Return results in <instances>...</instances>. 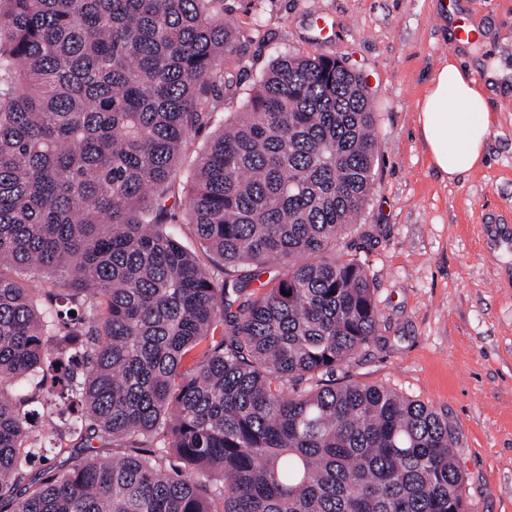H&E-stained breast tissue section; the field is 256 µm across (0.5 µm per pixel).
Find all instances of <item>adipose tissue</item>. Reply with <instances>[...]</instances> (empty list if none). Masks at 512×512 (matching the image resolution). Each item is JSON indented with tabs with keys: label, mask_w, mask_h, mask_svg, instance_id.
<instances>
[{
	"label": "adipose tissue",
	"mask_w": 512,
	"mask_h": 512,
	"mask_svg": "<svg viewBox=\"0 0 512 512\" xmlns=\"http://www.w3.org/2000/svg\"><path fill=\"white\" fill-rule=\"evenodd\" d=\"M512 94V69L495 62L460 67L445 60L418 104V134L431 166L454 181L480 168L494 126L491 95Z\"/></svg>",
	"instance_id": "1"
}]
</instances>
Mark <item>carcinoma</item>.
<instances>
[{
	"mask_svg": "<svg viewBox=\"0 0 512 512\" xmlns=\"http://www.w3.org/2000/svg\"><path fill=\"white\" fill-rule=\"evenodd\" d=\"M216 2L0 0V512H468L447 419L332 379L378 327L367 86L286 53L221 120ZM210 128L185 206L220 276L167 205ZM35 403L88 452L62 473H32ZM209 136L210 130H206L190 141L186 151L179 161V168L182 176H185L186 173L192 168L198 154H201L207 148L209 145Z\"/></svg>",
	"mask_w": 512,
	"mask_h": 512,
	"instance_id": "carcinoma-1",
	"label": "carcinoma"
}]
</instances>
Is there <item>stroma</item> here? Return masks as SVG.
<instances>
[{
	"mask_svg": "<svg viewBox=\"0 0 512 512\" xmlns=\"http://www.w3.org/2000/svg\"><path fill=\"white\" fill-rule=\"evenodd\" d=\"M443 0H222L237 32L226 56L240 111L283 53L344 58L376 113L374 189L361 216L376 288L374 342L337 369L340 383L382 384L430 405L457 437L470 512H512V96H494L483 167L457 181L430 166L416 104L453 57ZM470 21L504 35L477 43L485 62L512 63V0H464Z\"/></svg>",
	"mask_w": 512,
	"mask_h": 512,
	"instance_id": "1",
	"label": "stroma"
}]
</instances>
